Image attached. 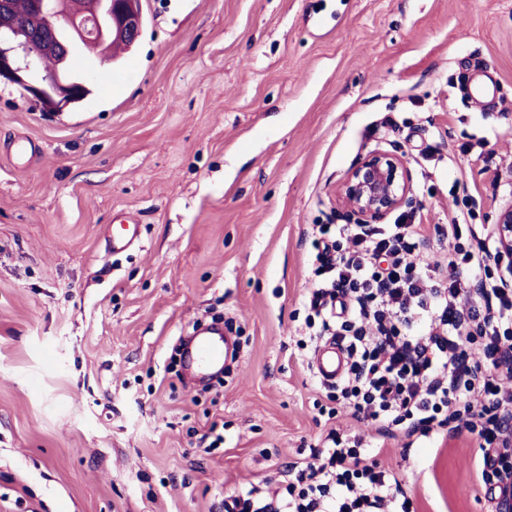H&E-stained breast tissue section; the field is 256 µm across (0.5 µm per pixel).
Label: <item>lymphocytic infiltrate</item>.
Listing matches in <instances>:
<instances>
[{
  "mask_svg": "<svg viewBox=\"0 0 512 512\" xmlns=\"http://www.w3.org/2000/svg\"><path fill=\"white\" fill-rule=\"evenodd\" d=\"M464 197L445 224L403 213L391 224H317L299 350L331 339L347 368L325 391L328 417L372 422L367 438L329 429L275 489L225 497L224 512H415L377 456L388 440L468 432L477 477L496 500L512 485V281L497 235ZM443 243L428 251L429 240Z\"/></svg>",
  "mask_w": 512,
  "mask_h": 512,
  "instance_id": "lymphocytic-infiltrate-1",
  "label": "lymphocytic infiltrate"
}]
</instances>
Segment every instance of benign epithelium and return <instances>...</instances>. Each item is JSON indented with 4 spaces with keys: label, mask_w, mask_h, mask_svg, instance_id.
Returning a JSON list of instances; mask_svg holds the SVG:
<instances>
[{
    "label": "benign epithelium",
    "mask_w": 512,
    "mask_h": 512,
    "mask_svg": "<svg viewBox=\"0 0 512 512\" xmlns=\"http://www.w3.org/2000/svg\"><path fill=\"white\" fill-rule=\"evenodd\" d=\"M143 27L136 0H100L93 16L82 0H33V14L25 23L14 17L10 0H0V80L21 87L46 109L62 111L85 88L69 75L73 50L90 39L132 46ZM21 29L35 44L20 37ZM46 55L58 60L57 69L35 84L29 71ZM336 198L357 224H371L407 206L411 187L402 157L380 150L368 153L338 184ZM496 234L502 255L512 260L511 205L499 212Z\"/></svg>",
    "instance_id": "obj_1"
}]
</instances>
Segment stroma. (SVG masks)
<instances>
[{"label":"stroma","mask_w":512,"mask_h":512,"mask_svg":"<svg viewBox=\"0 0 512 512\" xmlns=\"http://www.w3.org/2000/svg\"><path fill=\"white\" fill-rule=\"evenodd\" d=\"M141 5L123 62L74 60L81 103L49 115L0 81V512H224L329 427L371 434L319 414L296 346L312 227L349 221L337 185L380 149L423 223L463 194L485 224L512 205V0ZM477 63L499 102L468 95ZM120 210L142 244L113 255ZM214 319L241 356L205 388L178 343ZM479 455L462 432L377 460L416 512H488Z\"/></svg>","instance_id":"obj_1"}]
</instances>
